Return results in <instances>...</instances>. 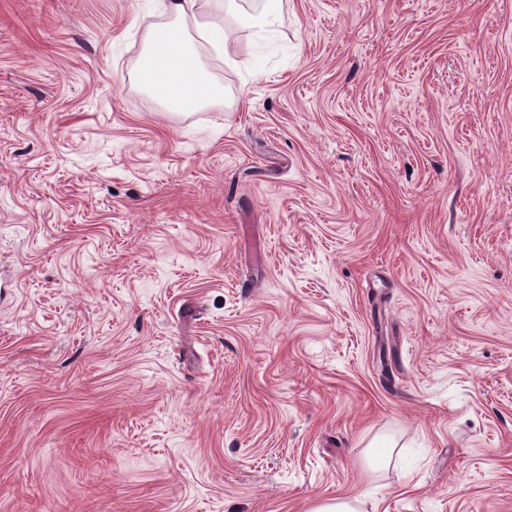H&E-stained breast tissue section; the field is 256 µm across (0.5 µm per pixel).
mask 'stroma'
I'll list each match as a JSON object with an SVG mask.
<instances>
[{"label":"stroma","instance_id":"obj_1","mask_svg":"<svg viewBox=\"0 0 512 512\" xmlns=\"http://www.w3.org/2000/svg\"><path fill=\"white\" fill-rule=\"evenodd\" d=\"M0 0V512H512V0ZM209 0H169L174 22L150 38L140 62L143 86L167 112H185L202 106L223 104L226 92L201 63L187 31V20ZM222 2L224 5V19L223 24L215 23L208 27L206 31V40L212 45L218 46L222 52L224 51V57L229 58V49L233 44L231 41V34L233 32L232 27L227 23L226 16L233 15L235 13V2L236 0H225ZM281 2V0H263L260 18L256 20L249 16H237V20L243 26H250L258 21L265 27H274L280 20Z\"/></svg>","mask_w":512,"mask_h":512}]
</instances>
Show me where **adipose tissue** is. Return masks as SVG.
Masks as SVG:
<instances>
[{"label":"adipose tissue","instance_id":"obj_1","mask_svg":"<svg viewBox=\"0 0 512 512\" xmlns=\"http://www.w3.org/2000/svg\"><path fill=\"white\" fill-rule=\"evenodd\" d=\"M208 0H168L172 23L158 30L140 62L143 86L169 112H185L224 103L226 92L201 63L187 31V21Z\"/></svg>","mask_w":512,"mask_h":512}]
</instances>
